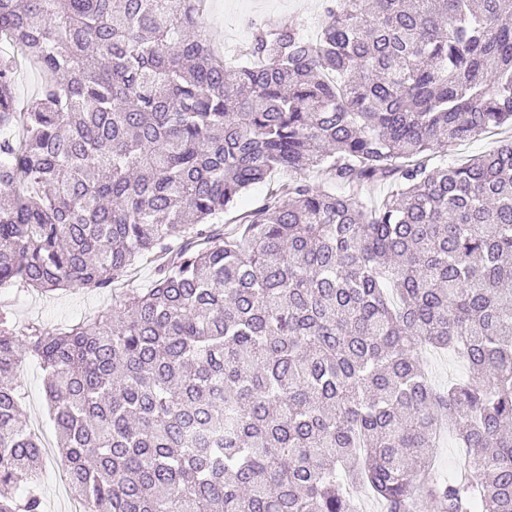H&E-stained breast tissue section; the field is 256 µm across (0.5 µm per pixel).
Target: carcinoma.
<instances>
[{
	"label": "carcinoma",
	"mask_w": 512,
	"mask_h": 512,
	"mask_svg": "<svg viewBox=\"0 0 512 512\" xmlns=\"http://www.w3.org/2000/svg\"><path fill=\"white\" fill-rule=\"evenodd\" d=\"M197 2L0 0L41 74L16 111L0 52V288L153 264L65 329L0 306V512H43L26 355L86 512H356L349 483L512 512V140L428 166L512 125V0H322L316 38L254 22L233 61ZM427 346L469 374L435 389ZM444 420L464 479L434 471ZM510 135L511 130L508 127H503L495 132L486 133L477 139L452 144L448 146V156L446 155L444 159L446 161L448 159V165L464 162L471 157L494 150L499 145L500 140L506 139Z\"/></svg>",
	"instance_id": "carcinoma-1"
}]
</instances>
